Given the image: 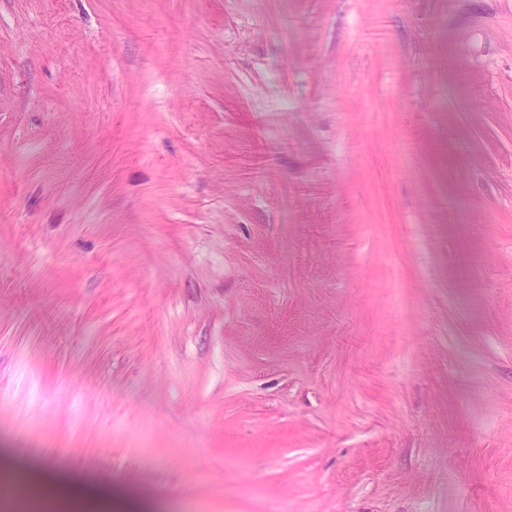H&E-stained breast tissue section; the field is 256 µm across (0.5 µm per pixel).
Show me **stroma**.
Wrapping results in <instances>:
<instances>
[{
	"label": "stroma",
	"mask_w": 512,
	"mask_h": 512,
	"mask_svg": "<svg viewBox=\"0 0 512 512\" xmlns=\"http://www.w3.org/2000/svg\"><path fill=\"white\" fill-rule=\"evenodd\" d=\"M0 512H512V0H0Z\"/></svg>",
	"instance_id": "stroma-1"
}]
</instances>
